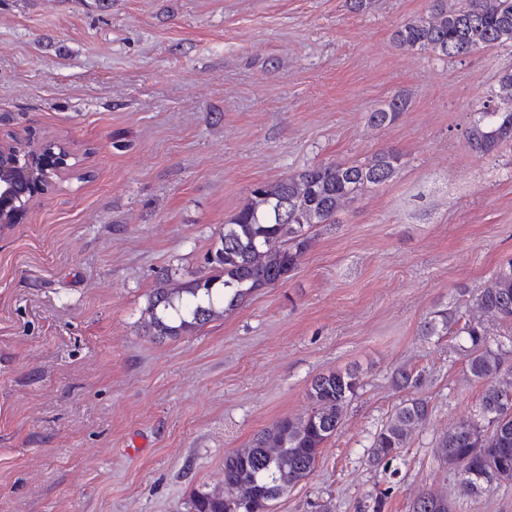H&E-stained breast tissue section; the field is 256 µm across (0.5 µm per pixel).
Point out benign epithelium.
Instances as JSON below:
<instances>
[{
	"label": "benign epithelium",
	"instance_id": "7a95c632",
	"mask_svg": "<svg viewBox=\"0 0 512 512\" xmlns=\"http://www.w3.org/2000/svg\"><path fill=\"white\" fill-rule=\"evenodd\" d=\"M71 152L68 147L60 149L41 147L23 154L18 149L0 144V223L6 224L16 218V204L22 196L32 201L46 192L44 182L54 171L68 166Z\"/></svg>",
	"mask_w": 512,
	"mask_h": 512
}]
</instances>
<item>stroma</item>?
Returning <instances> with one entry per match:
<instances>
[{"instance_id": "35a3bbf8", "label": "stroma", "mask_w": 512, "mask_h": 512, "mask_svg": "<svg viewBox=\"0 0 512 512\" xmlns=\"http://www.w3.org/2000/svg\"><path fill=\"white\" fill-rule=\"evenodd\" d=\"M432 0H0V140L68 143L49 192L0 231V512H185L223 487L224 458L285 415L314 377L362 387L313 474L273 512H512V484L474 496L435 448L484 391L435 312L475 318L512 257V150L466 131L512 49L445 58L396 46ZM409 107L384 128L368 112ZM402 156L318 227L285 281L177 338L152 336L158 272L211 273L206 254L253 184L318 163ZM421 373L399 389L397 371ZM428 420L402 456L369 460L411 396Z\"/></svg>"}]
</instances>
